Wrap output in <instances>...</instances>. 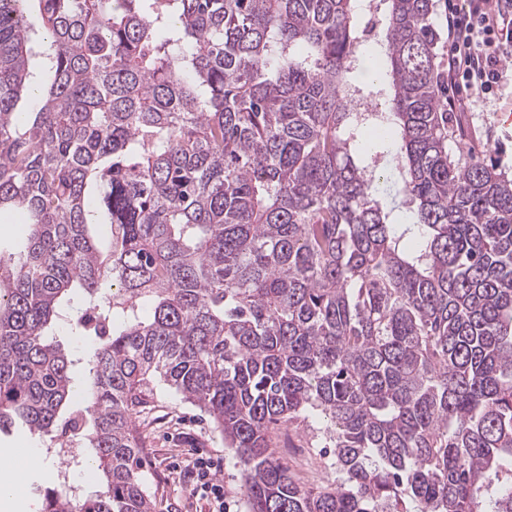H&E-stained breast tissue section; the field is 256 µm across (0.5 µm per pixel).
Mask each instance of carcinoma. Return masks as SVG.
<instances>
[{"label": "carcinoma", "instance_id": "obj_1", "mask_svg": "<svg viewBox=\"0 0 512 512\" xmlns=\"http://www.w3.org/2000/svg\"><path fill=\"white\" fill-rule=\"evenodd\" d=\"M387 3L388 110L364 115L358 0H0V218L24 228L0 243V430L100 471L41 512H153L155 383L213 418L247 512H512V178L442 110L434 0ZM77 298L80 369L52 333ZM311 415L322 489L271 448Z\"/></svg>", "mask_w": 512, "mask_h": 512}]
</instances>
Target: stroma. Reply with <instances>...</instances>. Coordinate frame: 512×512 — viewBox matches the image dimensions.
<instances>
[{
	"instance_id": "obj_1",
	"label": "stroma",
	"mask_w": 512,
	"mask_h": 512,
	"mask_svg": "<svg viewBox=\"0 0 512 512\" xmlns=\"http://www.w3.org/2000/svg\"><path fill=\"white\" fill-rule=\"evenodd\" d=\"M435 4L433 22L441 36L437 47L441 95L469 101L464 116L469 127L467 147L473 156L512 173V124L506 125L499 120L500 114H512V84L500 89L491 103L482 99L470 101L468 92L461 86L451 85L447 79L446 0H435ZM135 427L140 442V469L146 480V490L156 503L155 512H207L205 500L193 493L194 481L186 465L189 455L196 452L214 460L217 477L224 483L227 512H246L236 458L215 433L208 413L157 386L146 391L135 418ZM271 436L277 457L298 482L318 488L332 479L330 460L321 453L308 423L301 421L275 426ZM50 445L49 437L19 426L0 432V458L16 457L24 448L45 451L42 469L22 473L8 512H40L38 490L47 484L49 475L60 468L56 455L49 451Z\"/></svg>"
}]
</instances>
